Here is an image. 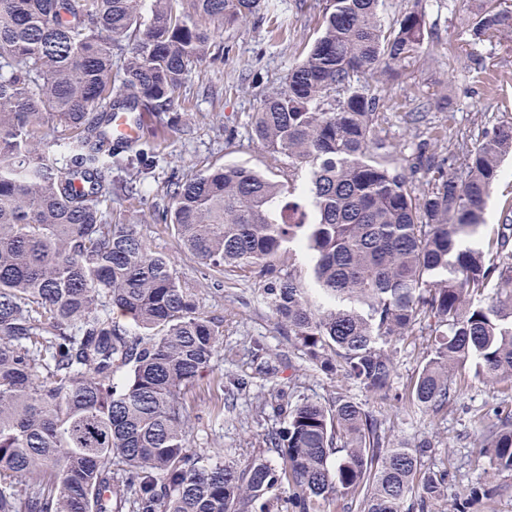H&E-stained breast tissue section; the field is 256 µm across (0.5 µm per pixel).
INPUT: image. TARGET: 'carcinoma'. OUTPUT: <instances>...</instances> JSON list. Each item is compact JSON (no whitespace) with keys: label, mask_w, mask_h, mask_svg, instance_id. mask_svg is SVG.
<instances>
[{"label":"carcinoma","mask_w":512,"mask_h":512,"mask_svg":"<svg viewBox=\"0 0 512 512\" xmlns=\"http://www.w3.org/2000/svg\"><path fill=\"white\" fill-rule=\"evenodd\" d=\"M382 2L326 0L320 35L255 113L252 138L288 162V179L234 164L175 176L152 218L213 271L258 279L306 360L367 394L389 387L391 342L431 336L408 397L439 413L469 362L512 381V224L493 230L494 252L478 245L512 125L457 144L456 167L418 157L419 185L400 171L373 140L381 98L361 78L398 79L428 31L420 0L388 27ZM484 3L468 23L472 61L512 33V9ZM268 4L0 0V512H274L279 487L294 512L333 493L347 512H434L448 497L427 443L386 447L363 404L341 396L292 406L276 394L278 467L190 446L182 395L208 372L220 332L137 225L108 221L112 197L138 192L144 175L112 179L144 152L112 146L111 113L171 110L211 26ZM474 465L484 481L454 512L490 508L493 480L512 474V419L489 427Z\"/></svg>","instance_id":"obj_1"}]
</instances>
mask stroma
<instances>
[{"label": "stroma", "mask_w": 512, "mask_h": 512, "mask_svg": "<svg viewBox=\"0 0 512 512\" xmlns=\"http://www.w3.org/2000/svg\"><path fill=\"white\" fill-rule=\"evenodd\" d=\"M277 2V12L216 27L181 101L168 112L144 113L141 142L153 161L148 188L130 199H113L112 218L136 224L151 251L170 259L180 282L220 324L213 368L184 397L190 444L200 455L276 460L267 438L283 419L270 407L273 391L285 392L292 403L322 405L343 395L363 403L389 447L430 441L431 464L449 473V500L439 512H453V497L482 479L473 459L486 425L512 415V383L479 380L466 368L456 375L458 392L447 412L417 415L408 407L405 387L424 355L427 341L421 338L399 345L386 394H365L340 374L315 369L293 338L281 335L256 280L214 274L183 249L170 226L151 219L174 173L190 175L225 163L270 165L251 137L252 118L265 94L285 82L314 42L324 5ZM480 2L422 0L429 38L421 53L404 62L402 80L370 81L384 112L373 137L392 146L398 166L413 170L415 181L427 178L413 168L419 152L444 156L458 137L474 141L483 129L512 124V35L478 48L477 63L464 54L468 20Z\"/></svg>", "instance_id": "obj_1"}]
</instances>
